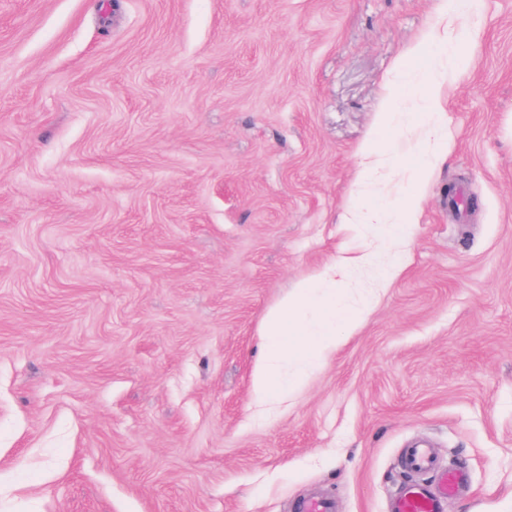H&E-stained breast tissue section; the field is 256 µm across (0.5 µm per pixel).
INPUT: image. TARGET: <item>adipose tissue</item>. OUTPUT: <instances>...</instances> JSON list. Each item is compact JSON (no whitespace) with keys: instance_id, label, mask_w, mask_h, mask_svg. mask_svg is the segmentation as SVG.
Here are the masks:
<instances>
[{"instance_id":"ef3b65f1","label":"adipose tissue","mask_w":512,"mask_h":512,"mask_svg":"<svg viewBox=\"0 0 512 512\" xmlns=\"http://www.w3.org/2000/svg\"><path fill=\"white\" fill-rule=\"evenodd\" d=\"M428 39L436 68L418 77L396 67L399 88L391 92L390 103H397L404 93L435 102L438 88L452 79L462 61V34L448 29L429 34ZM365 314V307L351 304L337 288L335 268H323L303 280L264 321L262 350L252 377L255 401H280L303 387L335 352L343 332L362 322Z\"/></svg>"}]
</instances>
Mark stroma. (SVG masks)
Wrapping results in <instances>:
<instances>
[{
	"instance_id": "35a3bbf8",
	"label": "stroma",
	"mask_w": 512,
	"mask_h": 512,
	"mask_svg": "<svg viewBox=\"0 0 512 512\" xmlns=\"http://www.w3.org/2000/svg\"><path fill=\"white\" fill-rule=\"evenodd\" d=\"M444 0H0V512H389L404 448L512 512V0L459 20L441 143L406 207ZM401 273L299 393L256 404L266 313L383 242Z\"/></svg>"
}]
</instances>
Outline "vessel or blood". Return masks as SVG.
Masks as SVG:
<instances>
[{"label": "vessel or blood", "instance_id": "vessel-or-blood-1", "mask_svg": "<svg viewBox=\"0 0 512 512\" xmlns=\"http://www.w3.org/2000/svg\"><path fill=\"white\" fill-rule=\"evenodd\" d=\"M403 460L414 479L395 494L391 512H442L448 496L457 494L467 481L465 471L439 465L420 444L406 449Z\"/></svg>", "mask_w": 512, "mask_h": 512}]
</instances>
